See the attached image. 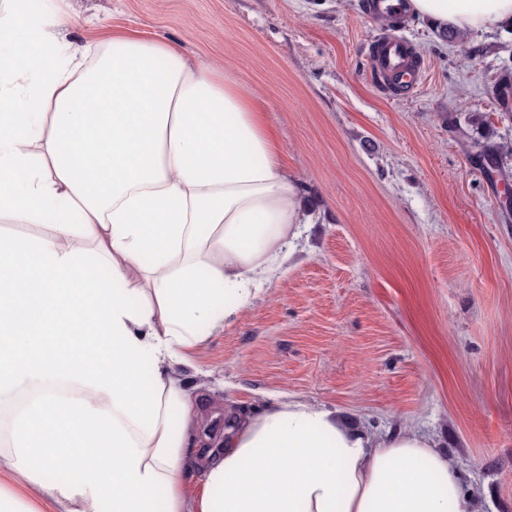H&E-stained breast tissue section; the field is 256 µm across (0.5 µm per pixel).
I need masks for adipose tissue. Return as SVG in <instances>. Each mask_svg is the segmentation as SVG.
<instances>
[{
	"mask_svg": "<svg viewBox=\"0 0 512 512\" xmlns=\"http://www.w3.org/2000/svg\"><path fill=\"white\" fill-rule=\"evenodd\" d=\"M44 0L0 12V402L6 469L58 512H471L425 434L301 401L238 417L199 466L174 367L289 258L303 206L254 93L115 30L83 65ZM438 30L512 28V0H408ZM27 85H18L19 76Z\"/></svg>",
	"mask_w": 512,
	"mask_h": 512,
	"instance_id": "1",
	"label": "adipose tissue"
}]
</instances>
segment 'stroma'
I'll list each match as a JSON object with an SVG mask.
<instances>
[{
  "instance_id": "stroma-1",
  "label": "stroma",
  "mask_w": 512,
  "mask_h": 512,
  "mask_svg": "<svg viewBox=\"0 0 512 512\" xmlns=\"http://www.w3.org/2000/svg\"><path fill=\"white\" fill-rule=\"evenodd\" d=\"M362 0H65L70 49L120 27L176 44L257 94L311 222L287 270L182 369L201 451L278 400L429 435L475 512H512V190L471 146L480 115L512 168V34L448 40L410 16L422 87L368 69L388 24Z\"/></svg>"
}]
</instances>
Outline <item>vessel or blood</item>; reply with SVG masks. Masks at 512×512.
Returning a JSON list of instances; mask_svg holds the SVG:
<instances>
[{"mask_svg":"<svg viewBox=\"0 0 512 512\" xmlns=\"http://www.w3.org/2000/svg\"><path fill=\"white\" fill-rule=\"evenodd\" d=\"M370 69L379 87L394 97L419 89L425 62L403 35L390 32L376 39Z\"/></svg>","mask_w":512,"mask_h":512,"instance_id":"vessel-or-blood-1","label":"vessel or blood"}]
</instances>
